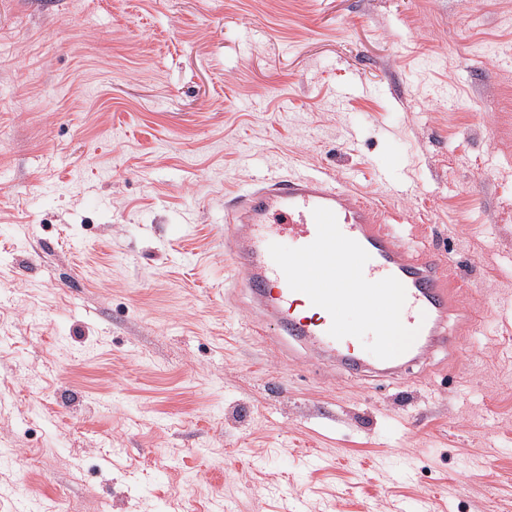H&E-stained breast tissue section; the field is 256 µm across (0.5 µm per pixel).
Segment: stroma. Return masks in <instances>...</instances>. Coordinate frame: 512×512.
<instances>
[{
    "mask_svg": "<svg viewBox=\"0 0 512 512\" xmlns=\"http://www.w3.org/2000/svg\"><path fill=\"white\" fill-rule=\"evenodd\" d=\"M324 173L468 308L403 381L225 271ZM0 452V512H512V0H0Z\"/></svg>",
    "mask_w": 512,
    "mask_h": 512,
    "instance_id": "stroma-1",
    "label": "stroma"
}]
</instances>
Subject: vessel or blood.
<instances>
[{
	"instance_id": "obj_1",
	"label": "vessel or blood",
	"mask_w": 512,
	"mask_h": 512,
	"mask_svg": "<svg viewBox=\"0 0 512 512\" xmlns=\"http://www.w3.org/2000/svg\"><path fill=\"white\" fill-rule=\"evenodd\" d=\"M318 207L333 211L342 233L368 252L370 259L364 267L367 280L392 276L404 285L406 303L401 319L406 327L418 329L424 349L452 348L455 341L446 320L457 305L450 300L434 259L412 255L392 230L382 228L377 206L351 190L337 188L324 176L267 181L243 191L224 213L225 223L232 228L224 260L240 275L262 311L258 326L275 321L281 331L311 344L320 359L336 361L353 372L394 378L402 376L414 362L409 351L381 360L362 350L356 338L331 337L332 319L323 308L313 307L310 316L301 314V307H312L311 301L306 294L290 289L268 247L281 238L295 248L313 242L317 234L313 211Z\"/></svg>"
}]
</instances>
